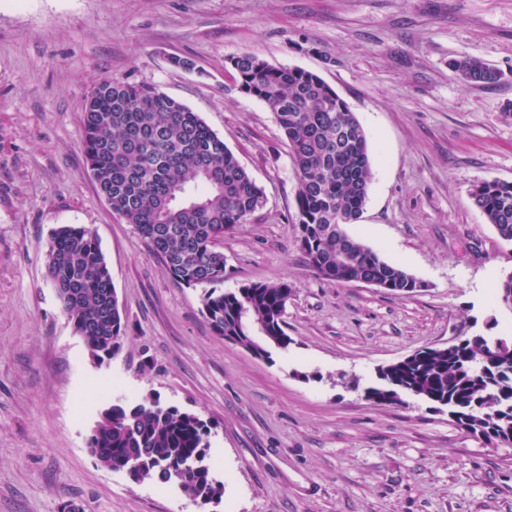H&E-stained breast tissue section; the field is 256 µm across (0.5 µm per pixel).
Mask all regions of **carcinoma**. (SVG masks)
Listing matches in <instances>:
<instances>
[{
	"label": "carcinoma",
	"mask_w": 512,
	"mask_h": 512,
	"mask_svg": "<svg viewBox=\"0 0 512 512\" xmlns=\"http://www.w3.org/2000/svg\"><path fill=\"white\" fill-rule=\"evenodd\" d=\"M245 93L263 101L288 142L300 177L297 196L302 252L332 282H381L406 294L417 279L384 260L344 229L363 210L374 174L366 133L348 105L318 75L272 66L254 54L231 59ZM467 83L501 74L479 58L451 63ZM85 155L112 212L136 227L166 271L188 287L224 281L219 242L263 207L264 195L215 132L155 85L106 79L83 112ZM474 205L499 237L512 243V182H481ZM46 280L56 291L92 359L121 349L126 326L112 278L93 233L81 225L53 230ZM293 287L251 283L234 292L207 291L202 313L215 334L260 358L286 349L284 314ZM512 311V274L497 289ZM385 386L369 399L395 403L414 393L448 408L467 433L512 444V338L483 337L451 348H427L379 370ZM210 427L198 414L149 394L102 409L88 439L92 456L137 482L178 483L200 505L221 501L223 482L209 464Z\"/></svg>",
	"instance_id": "cac0c4a2"
}]
</instances>
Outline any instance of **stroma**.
<instances>
[{
    "label": "stroma",
    "instance_id": "stroma-1",
    "mask_svg": "<svg viewBox=\"0 0 512 512\" xmlns=\"http://www.w3.org/2000/svg\"><path fill=\"white\" fill-rule=\"evenodd\" d=\"M244 53L317 74L356 114L374 178L347 232L421 291L310 268L287 142L229 63ZM463 57L501 80L463 82ZM112 78L197 112L263 189L220 245L219 287L292 284L288 349L260 359L216 336L204 287L112 213L83 151L84 104ZM494 179L512 181V0H0V512H512V445L420 397H366L417 350L512 334L494 301L512 244L470 197ZM64 224L97 237L126 322L99 366L45 279ZM150 393L209 422L220 503L90 454L104 404Z\"/></svg>",
    "mask_w": 512,
    "mask_h": 512
}]
</instances>
